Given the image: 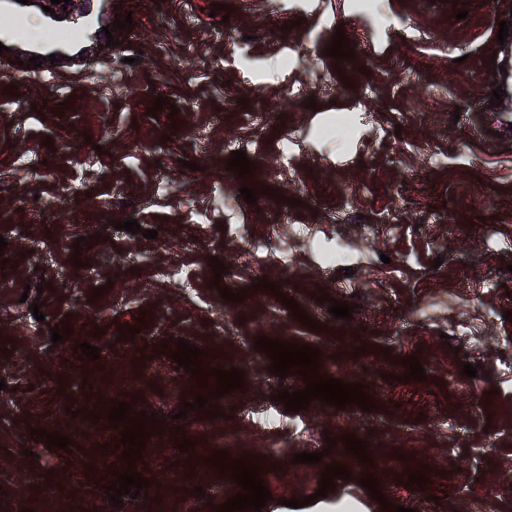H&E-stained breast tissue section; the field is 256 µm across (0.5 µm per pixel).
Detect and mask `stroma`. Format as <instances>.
<instances>
[{
    "mask_svg": "<svg viewBox=\"0 0 512 512\" xmlns=\"http://www.w3.org/2000/svg\"><path fill=\"white\" fill-rule=\"evenodd\" d=\"M222 2L226 21L213 0H70L50 13L29 0L22 12L34 36L53 14L85 36L92 15L104 26L128 14L132 27L79 68L31 78L10 72L12 53H0V225L9 227L0 275L10 282L0 289V512H35L44 485L63 512H180L192 497L213 512L228 501L235 480L188 473L187 452L171 443L142 449L136 470L148 487L111 505L104 488L122 452L99 446L80 410L114 399L164 416L171 440L212 451L224 431L243 429L244 452L274 467L265 484L278 512H313L287 502L315 493L333 461L328 439L346 433L365 440L392 505L512 512V107L490 103L499 85L512 94L496 38L500 21L512 22V0H370L367 11L356 0ZM340 28L354 55L338 63L324 50ZM159 96L177 115L149 114ZM342 113L353 136H324ZM236 150L254 163L251 178L227 170ZM244 186L258 189L255 204ZM68 187L74 195L59 204ZM127 219L140 232L116 229ZM147 229L157 238H144ZM250 242L282 265L238 272V249ZM328 253L364 266L355 289L336 286L321 262ZM215 258L246 290L243 301L212 287ZM171 268L192 290L165 277ZM262 278L279 282L280 295L259 287ZM320 288L354 300L351 319L316 302ZM286 297L321 331L298 322ZM63 320L72 332L52 343ZM278 335L317 348L325 376L363 384L375 410L314 400L286 411L277 392L303 390V378L276 377L255 347ZM181 338L228 353L245 373L244 390L212 399L216 418L183 409L197 382L158 350ZM84 342L107 346L110 365L80 357ZM409 356L425 381H404ZM467 363L476 377L462 374ZM116 368L141 378V391L120 388ZM34 429L70 437L69 450ZM302 452L324 458L294 462ZM170 466L185 470L183 482L156 485ZM421 468L428 481L415 491L404 479ZM362 474L336 480L326 497L334 512H381Z\"/></svg>",
    "mask_w": 512,
    "mask_h": 512,
    "instance_id": "obj_1",
    "label": "stroma"
}]
</instances>
